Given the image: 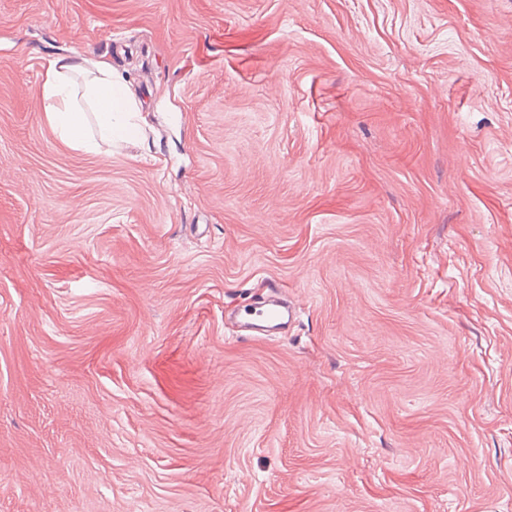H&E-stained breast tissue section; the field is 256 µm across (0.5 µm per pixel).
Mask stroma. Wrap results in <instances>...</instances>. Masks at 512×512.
Masks as SVG:
<instances>
[{
  "label": "stroma",
  "mask_w": 512,
  "mask_h": 512,
  "mask_svg": "<svg viewBox=\"0 0 512 512\" xmlns=\"http://www.w3.org/2000/svg\"><path fill=\"white\" fill-rule=\"evenodd\" d=\"M0 512H512V0H0ZM75 73L86 75L81 99L93 110L98 138L88 132L71 78ZM37 104L59 139L75 150L101 154L102 144L112 147L141 138L140 103L125 77L103 60H47Z\"/></svg>",
  "instance_id": "35a3bbf8"
}]
</instances>
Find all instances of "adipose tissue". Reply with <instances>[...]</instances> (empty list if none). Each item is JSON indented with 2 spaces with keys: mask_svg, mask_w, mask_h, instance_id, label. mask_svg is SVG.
Listing matches in <instances>:
<instances>
[{
  "mask_svg": "<svg viewBox=\"0 0 512 512\" xmlns=\"http://www.w3.org/2000/svg\"><path fill=\"white\" fill-rule=\"evenodd\" d=\"M84 75L82 93H75L73 74ZM55 134L71 148L90 154L103 146L129 143L141 136V106L123 75L102 60L50 59L43 66L37 98ZM91 107L96 133L87 129L84 107Z\"/></svg>",
  "mask_w": 512,
  "mask_h": 512,
  "instance_id": "ef3b65f1",
  "label": "adipose tissue"
}]
</instances>
